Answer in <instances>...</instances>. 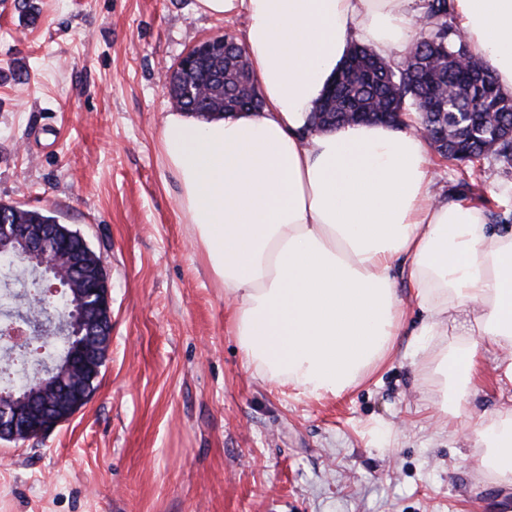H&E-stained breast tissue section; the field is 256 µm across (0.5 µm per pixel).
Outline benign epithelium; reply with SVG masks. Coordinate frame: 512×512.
<instances>
[{
	"label": "benign epithelium",
	"instance_id": "7a95c632",
	"mask_svg": "<svg viewBox=\"0 0 512 512\" xmlns=\"http://www.w3.org/2000/svg\"><path fill=\"white\" fill-rule=\"evenodd\" d=\"M225 38L204 39L185 52L174 66L190 70L199 58L224 50ZM69 231L62 224H0V258L19 262L37 276L41 292L33 295L31 307L43 308L46 300L57 298L65 303L54 316L32 318L25 314L0 328V357L9 360L14 352L29 347L28 337L66 342L61 359L53 358L32 384L18 388L21 396L8 406H0V438L8 441L39 438L69 421L86 402L83 396L85 377L96 371L99 352L84 341L73 345L81 336H93L95 329L86 324L84 309L90 308L112 319L111 296L107 278L91 275L103 265L80 233V246L69 250L56 243L64 242Z\"/></svg>",
	"mask_w": 512,
	"mask_h": 512
}]
</instances>
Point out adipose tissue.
<instances>
[{"mask_svg": "<svg viewBox=\"0 0 512 512\" xmlns=\"http://www.w3.org/2000/svg\"><path fill=\"white\" fill-rule=\"evenodd\" d=\"M197 9L245 18L263 97L261 111L207 121L169 112L161 134L244 365L304 396L341 395L390 357L404 279L441 408L461 417L484 351L512 350V228L435 200L414 126L307 131L352 43L386 58L409 53L421 0H197ZM454 15L512 96V0H454ZM462 309L464 337L444 344ZM468 429L482 468L512 485V408Z\"/></svg>", "mask_w": 512, "mask_h": 512, "instance_id": "ef3b65f1", "label": "adipose tissue"}]
</instances>
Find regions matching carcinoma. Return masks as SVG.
Masks as SVG:
<instances>
[{
    "label": "carcinoma",
    "instance_id": "obj_1",
    "mask_svg": "<svg viewBox=\"0 0 512 512\" xmlns=\"http://www.w3.org/2000/svg\"><path fill=\"white\" fill-rule=\"evenodd\" d=\"M423 16L418 41L411 58L377 59L362 48H355L350 59L357 62L360 71L348 76L328 104L313 112L311 127L323 129L339 125L373 121L392 123L390 109L396 99L403 102V111H413L418 121L434 128L448 129V136L457 131L454 116L448 109H433L430 88L454 90L458 107L465 109L481 104L493 113L488 127H512V99L503 96L498 86L485 85L490 74L483 59L473 54L459 30L453 25L451 0H423ZM468 55L472 60V74L457 71L455 56ZM249 72L243 48L236 39L225 47L224 54L208 56L191 74L178 79V89L197 84L210 85L211 94L199 99L183 98L178 103L182 110L208 119L219 111L258 112L263 101L256 84L244 88L245 75ZM493 138L474 140L467 133L459 134L457 145L462 153L479 155L491 145ZM13 224H54L56 219L38 209L20 208L0 203V222Z\"/></svg>",
    "mask_w": 512,
    "mask_h": 512
}]
</instances>
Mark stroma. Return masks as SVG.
Here are the masks:
<instances>
[{
	"label": "stroma",
	"mask_w": 512,
	"mask_h": 512,
	"mask_svg": "<svg viewBox=\"0 0 512 512\" xmlns=\"http://www.w3.org/2000/svg\"><path fill=\"white\" fill-rule=\"evenodd\" d=\"M196 0H0V202L80 232L109 276L112 344L88 404L51 434L0 442V512H499L462 420L444 427L409 353L342 396L245 368L161 148L164 82L195 43L244 18ZM433 193L474 202L468 167L433 155ZM485 213L512 220V164L484 158ZM512 406L481 363L466 412Z\"/></svg>",
	"instance_id": "stroma-1"
}]
</instances>
